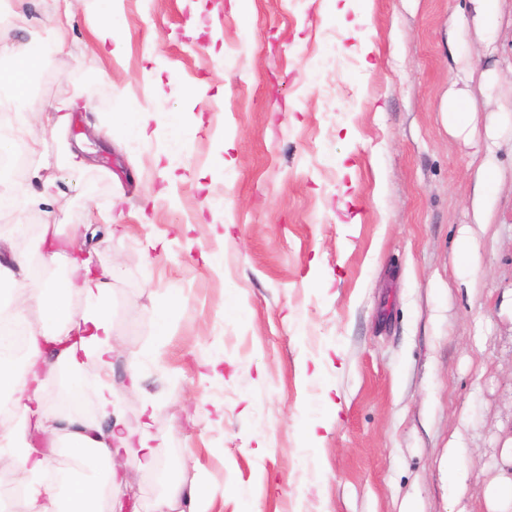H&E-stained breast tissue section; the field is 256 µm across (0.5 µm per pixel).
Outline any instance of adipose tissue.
Wrapping results in <instances>:
<instances>
[{
	"label": "adipose tissue",
	"mask_w": 512,
	"mask_h": 512,
	"mask_svg": "<svg viewBox=\"0 0 512 512\" xmlns=\"http://www.w3.org/2000/svg\"><path fill=\"white\" fill-rule=\"evenodd\" d=\"M65 48L63 34L34 54H20L8 68L0 69V91H7V102L20 107L30 76L49 64L52 56ZM71 283L83 294L85 311L72 310L55 286L37 281L30 268L28 255L19 253L10 263L0 264V288L19 294L18 302L0 308V324H22L29 311L35 310L47 318L52 333L31 332L25 341V367L15 370L7 356L0 354V389L17 391V398L0 400V428L5 429L0 455L11 459L19 483L27 495L29 512H101L108 505L116 512L117 502L111 501L112 487L117 481L116 459L120 454H137L144 467L154 465L155 452L149 429L140 434L126 432L121 419L110 427L86 419L78 408L87 396L88 388L72 383L65 397L56 406H49L44 395L45 379L42 367L78 371L81 354L95 353L102 366H110L112 323L106 298L110 290L112 270L102 269L93 274L89 262L71 266ZM62 434L73 451L92 453L106 466L104 476L94 482L50 478L48 457L39 455L29 438L35 432Z\"/></svg>",
	"instance_id": "obj_1"
}]
</instances>
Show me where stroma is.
I'll use <instances>...</instances> for the list:
<instances>
[{"mask_svg": "<svg viewBox=\"0 0 512 512\" xmlns=\"http://www.w3.org/2000/svg\"><path fill=\"white\" fill-rule=\"evenodd\" d=\"M498 5L478 27L470 0H115L113 55L95 0H0V46L39 48L56 20L67 42L18 115L43 130L38 154L0 172L29 196L0 211V262L37 247L14 225L54 224L116 265L121 346L108 375L78 379L107 378L134 429L141 366L161 441L154 470L125 463L136 512L171 481L202 512H489L487 488L512 478V0ZM452 91L470 99L455 131ZM146 109L190 133L175 171L157 160L165 127L138 144L112 126Z\"/></svg>", "mask_w": 512, "mask_h": 512, "instance_id": "obj_1", "label": "stroma"}]
</instances>
